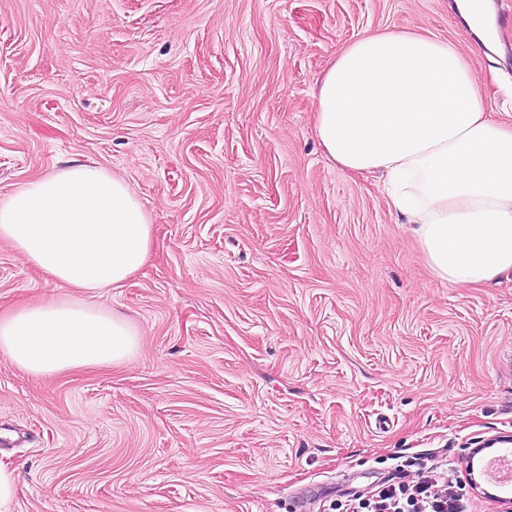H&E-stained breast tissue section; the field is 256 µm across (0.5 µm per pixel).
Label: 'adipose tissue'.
Segmentation results:
<instances>
[{
    "instance_id": "ef3b65f1",
    "label": "adipose tissue",
    "mask_w": 512,
    "mask_h": 512,
    "mask_svg": "<svg viewBox=\"0 0 512 512\" xmlns=\"http://www.w3.org/2000/svg\"><path fill=\"white\" fill-rule=\"evenodd\" d=\"M314 124L352 174L384 175L433 275L477 288L512 272V123L485 111L467 57L409 30L365 34L320 79ZM154 226L128 183L71 165L0 199V241L79 293L121 285L148 262ZM140 333L79 298L0 308V355L35 377L130 358Z\"/></svg>"
}]
</instances>
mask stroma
Here are the masks:
<instances>
[{
	"instance_id": "stroma-1",
	"label": "stroma",
	"mask_w": 512,
	"mask_h": 512,
	"mask_svg": "<svg viewBox=\"0 0 512 512\" xmlns=\"http://www.w3.org/2000/svg\"><path fill=\"white\" fill-rule=\"evenodd\" d=\"M496 36L458 0H0V197L71 164L124 178L152 257L85 295L128 361L36 378L0 356L12 512H336L414 456L512 437V275L436 279L376 174L329 161L314 89L364 33L455 42L498 119ZM0 241V303L74 297Z\"/></svg>"
}]
</instances>
